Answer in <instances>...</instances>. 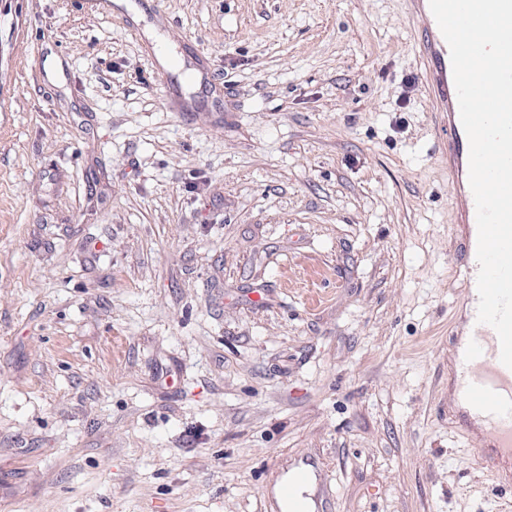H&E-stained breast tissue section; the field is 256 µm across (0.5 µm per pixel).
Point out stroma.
I'll list each match as a JSON object with an SVG mask.
<instances>
[{
	"mask_svg": "<svg viewBox=\"0 0 512 512\" xmlns=\"http://www.w3.org/2000/svg\"><path fill=\"white\" fill-rule=\"evenodd\" d=\"M417 73L403 0H0V512H500ZM317 476L306 471L293 472L281 489V499L287 504L288 512H316L311 499L302 488L315 483ZM310 499V500H309Z\"/></svg>",
	"mask_w": 512,
	"mask_h": 512,
	"instance_id": "stroma-1",
	"label": "stroma"
}]
</instances>
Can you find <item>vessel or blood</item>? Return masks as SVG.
Returning a JSON list of instances; mask_svg holds the SVG:
<instances>
[{
  "label": "vessel or blood",
  "mask_w": 512,
  "mask_h": 512,
  "mask_svg": "<svg viewBox=\"0 0 512 512\" xmlns=\"http://www.w3.org/2000/svg\"><path fill=\"white\" fill-rule=\"evenodd\" d=\"M405 18L415 27L413 41L420 87L431 111L441 117L439 151L457 186L454 221L464 229L460 267L469 331L466 339L449 352L456 373L453 401L463 408L466 428L478 439L477 464L496 480L503 470L512 469V369L500 360L495 330L477 321V223L469 184V140L460 119L449 46L430 10L429 0H407ZM316 480V475L305 470L290 475L281 489L288 512H315L303 488Z\"/></svg>",
  "instance_id": "vessel-or-blood-1"
}]
</instances>
